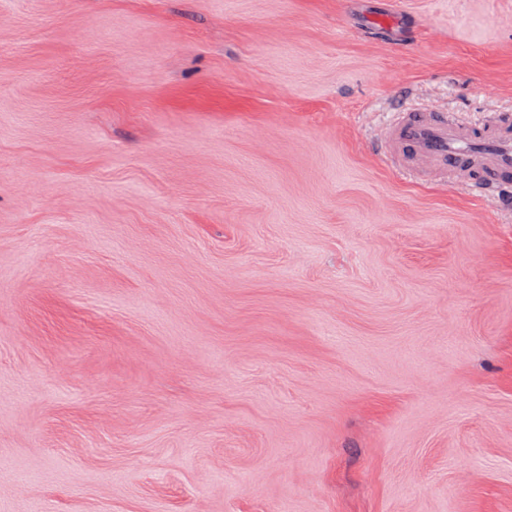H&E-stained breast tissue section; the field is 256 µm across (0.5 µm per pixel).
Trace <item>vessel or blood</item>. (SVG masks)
Listing matches in <instances>:
<instances>
[{"label": "vessel or blood", "instance_id": "obj_1", "mask_svg": "<svg viewBox=\"0 0 512 512\" xmlns=\"http://www.w3.org/2000/svg\"><path fill=\"white\" fill-rule=\"evenodd\" d=\"M376 150L398 175L512 203V116L474 121L455 111L407 106L383 127Z\"/></svg>", "mask_w": 512, "mask_h": 512}]
</instances>
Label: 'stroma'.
I'll return each instance as SVG.
<instances>
[{"label": "stroma", "instance_id": "35a3bbf8", "mask_svg": "<svg viewBox=\"0 0 512 512\" xmlns=\"http://www.w3.org/2000/svg\"><path fill=\"white\" fill-rule=\"evenodd\" d=\"M405 103L512 113V0H0V512H512V213ZM384 164L421 184L457 186L505 207L512 200V116L474 121L460 112L407 106L380 132Z\"/></svg>", "mask_w": 512, "mask_h": 512}]
</instances>
